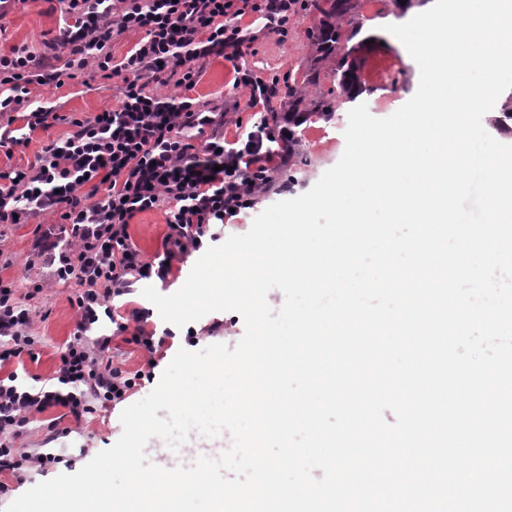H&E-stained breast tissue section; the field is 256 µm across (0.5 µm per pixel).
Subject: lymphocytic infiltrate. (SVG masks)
Returning <instances> with one entry per match:
<instances>
[{"label":"lymphocytic infiltrate","instance_id":"lymphocytic-infiltrate-1","mask_svg":"<svg viewBox=\"0 0 512 512\" xmlns=\"http://www.w3.org/2000/svg\"><path fill=\"white\" fill-rule=\"evenodd\" d=\"M66 19L56 44L62 65L37 58L27 47L0 52V117L19 112L26 129L0 126V148L27 143L30 132L59 121L54 107H26L28 87L64 86L96 64L102 78L120 77L115 108L71 119L65 136L43 144L33 163L5 173L0 184V224L59 216L71 226L66 245L44 230L34 242L55 283L76 284L77 334L60 354L51 378L34 385L10 372L0 377V496L31 471H48L56 455L17 447L31 416L52 406L68 408L75 421L95 404L123 401L141 372L112 365V336L99 332L108 319L116 333L148 320L147 308L121 314L118 301L134 285L167 281L174 251L200 250L212 226L252 208L286 167L297 141V114L274 112L273 80L258 76L245 58L257 31L287 38L288 23L302 0H66ZM260 30H253V23ZM140 33L122 61L110 51L113 36ZM218 55L231 66L248 129L234 140L224 134L226 115L202 109L190 92L197 61ZM173 93H166V86ZM162 208L171 250L144 260L128 228L139 213ZM31 310L17 301L12 284L0 282V366L31 354Z\"/></svg>","mask_w":512,"mask_h":512}]
</instances>
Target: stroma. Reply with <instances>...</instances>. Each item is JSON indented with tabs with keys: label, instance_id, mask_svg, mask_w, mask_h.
<instances>
[{
	"label": "stroma",
	"instance_id": "obj_1",
	"mask_svg": "<svg viewBox=\"0 0 512 512\" xmlns=\"http://www.w3.org/2000/svg\"><path fill=\"white\" fill-rule=\"evenodd\" d=\"M64 8L63 0H17L8 14L0 19V50L6 52L11 47L24 45L35 54H46L48 43L58 36L63 25ZM357 12L363 22L361 34L371 40L360 73L364 92L359 100L367 105L372 116L384 118L415 94L419 85V67L403 44L385 30L386 25L400 21L392 0H357ZM317 21V14L299 11L290 20L287 39L259 34L247 57L249 67L261 77L285 76L289 81L300 83L301 95L309 103L328 97L336 66L335 60H319L315 47L306 38L307 29ZM314 67L321 71L319 84L303 83V73ZM120 85V79H102L93 64L87 66L79 79L63 87L30 85L29 101L54 106L63 120L48 129L36 130L27 144L14 147L11 153L0 151V170L26 167L46 141L62 137L69 131V118L92 117L117 105ZM192 95L204 108L227 112L233 111L235 101L243 97L242 91L233 86L229 63L217 56L201 65ZM351 108V103L340 101L335 103L331 119L312 118L301 133L297 148L299 162L293 171L290 190L285 192L278 186H271L260 195L255 208L243 210L234 223L225 225L223 236L248 232L258 212L310 190L342 156L344 130ZM37 225V220L32 219L0 230V280L13 283L17 298L31 301V334L35 345L32 355L23 356L22 363L29 376L44 380L54 374L61 352L76 331L77 315L71 301L77 290L49 284L48 268L33 254ZM169 232L166 214L161 209L137 214L129 226L132 243L148 259L163 253ZM37 283L44 284L45 289L36 295L32 287ZM191 328L196 331L195 339L187 338V330L176 329L174 337L167 339L150 356L156 362L155 376L142 380L130 395V402L140 401L154 389L155 377L162 375L179 349L199 351L220 342L232 348L245 332L241 315L233 311L209 313L194 321ZM150 357L135 344L127 342L125 336L114 337L112 341V361L123 370L141 369ZM121 412L118 405L100 406L95 413L78 422L66 408L50 407L32 414L30 434L24 444L30 448L41 447L47 424L56 422L61 435L54 441L53 448L61 460L55 464L53 472L73 474L118 441L122 434ZM223 450V437L208 438L194 431L175 451L163 439L151 438L145 454L151 463L172 469L188 466L189 462L202 456L218 457Z\"/></svg>",
	"mask_w": 512,
	"mask_h": 512
}]
</instances>
